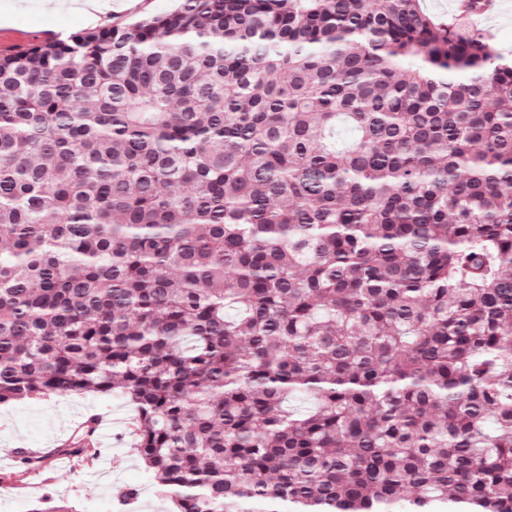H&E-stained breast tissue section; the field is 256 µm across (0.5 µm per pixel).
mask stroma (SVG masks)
Instances as JSON below:
<instances>
[{
    "instance_id": "stroma-1",
    "label": "stroma",
    "mask_w": 512,
    "mask_h": 512,
    "mask_svg": "<svg viewBox=\"0 0 512 512\" xmlns=\"http://www.w3.org/2000/svg\"><path fill=\"white\" fill-rule=\"evenodd\" d=\"M179 0H140L134 11L108 4L98 28H125L175 10ZM91 26L68 7L46 8L44 0H0V50L31 45L89 31ZM101 416L109 444L101 456L86 462L55 451L72 440L87 417ZM134 407L112 394L67 395L25 399L0 406V450L22 448L47 453L45 464L0 465V512H33L63 506L68 512H170L151 473L139 460L131 428ZM134 484L141 494L126 504L118 488Z\"/></svg>"
}]
</instances>
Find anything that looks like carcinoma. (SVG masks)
<instances>
[{"instance_id": "cac0c4a2", "label": "carcinoma", "mask_w": 512, "mask_h": 512, "mask_svg": "<svg viewBox=\"0 0 512 512\" xmlns=\"http://www.w3.org/2000/svg\"><path fill=\"white\" fill-rule=\"evenodd\" d=\"M483 6L182 0L0 54V405L120 393L173 512H512Z\"/></svg>"}]
</instances>
